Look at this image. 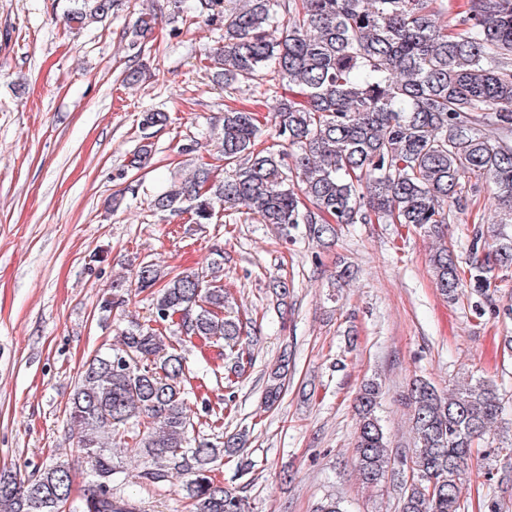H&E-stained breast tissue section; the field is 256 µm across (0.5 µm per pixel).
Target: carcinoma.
<instances>
[{
    "label": "carcinoma",
    "instance_id": "cac0c4a2",
    "mask_svg": "<svg viewBox=\"0 0 512 512\" xmlns=\"http://www.w3.org/2000/svg\"><path fill=\"white\" fill-rule=\"evenodd\" d=\"M117 0H72L69 22L84 29L112 16ZM195 11L224 26L208 68L230 88L282 81L303 101L272 106L283 149L256 148L257 114L224 112L218 156L227 176L208 165L158 194L159 211L190 212L209 224L217 205H241L262 224L288 232L302 224L325 244L338 224H401L440 236L478 183L490 184L512 224V0H467L464 15L441 24L439 0H194ZM157 17L141 12L133 34ZM512 266V235L489 242L480 233L461 261L446 244L430 256L436 290L455 303L459 289L482 290L493 271ZM136 288L161 279L155 264L132 272ZM216 277L182 271L153 300V319L179 316L187 337L234 353L227 371H245L248 323L224 314ZM292 364L283 350L268 373L264 403L283 395ZM191 372L157 329L131 323L119 346L97 352L80 372L68 407L89 481L73 497L74 477L56 460L27 478L0 473V512H136L112 493L116 434L131 439L153 465L141 477H185L192 512H246V500L213 475L220 453L244 456L246 434L222 445L191 436L185 402ZM382 389L364 381L355 398L356 459L366 486L386 477L399 489V512H464L461 479L473 449L501 423L502 401L490 380L458 382L441 393L415 377L401 394L414 448L390 450L378 414Z\"/></svg>",
    "mask_w": 512,
    "mask_h": 512
}]
</instances>
